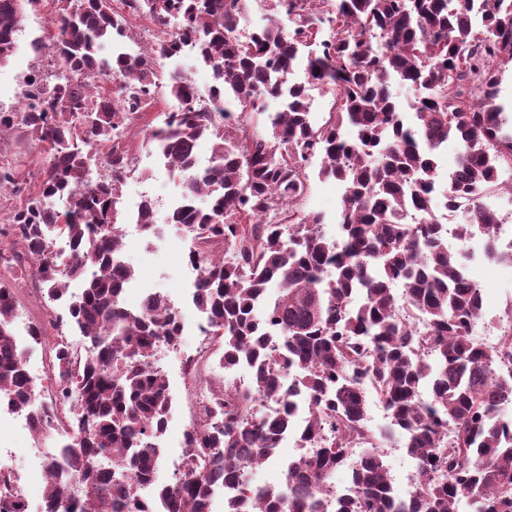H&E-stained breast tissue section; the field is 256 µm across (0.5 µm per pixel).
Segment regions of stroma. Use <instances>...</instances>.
Segmentation results:
<instances>
[{
	"label": "stroma",
	"mask_w": 512,
	"mask_h": 512,
	"mask_svg": "<svg viewBox=\"0 0 512 512\" xmlns=\"http://www.w3.org/2000/svg\"><path fill=\"white\" fill-rule=\"evenodd\" d=\"M55 12L53 0H40L33 8H27L23 27L18 35V48L6 64L0 65V112L14 111L24 94V80L28 73L49 68L51 57L47 45L51 36L49 22ZM139 162L135 165L123 186V199L135 202L139 193L162 195V203L156 204L158 216L168 212L167 197L175 195L177 187L165 166L159 163L153 152L139 148ZM48 155L35 147L31 139L20 129H14L0 137V164L15 166L21 183V191H7L0 194V223L15 210L26 205L41 182ZM340 206V186L331 179L313 177L309 195L299 208L304 212L319 213L325 218L327 234L336 232V213ZM192 246L187 236L172 224H157L154 233L147 234L139 227H130L124 239L123 256L135 270V278L125 296L129 309H136L141 296L146 292H159L171 297L179 308L184 330L177 346L165 348L160 364L166 375L172 396V407L168 416L165 433L164 463L159 472L161 481H168L174 473V466L182 450L178 438L182 429L194 419L192 405L207 387L222 379L224 372L217 362L208 360L199 364L197 376L192 382H184L181 370L183 358L194 352L202 337L198 326L202 321L192 303L195 272L186 270L181 256ZM472 270L482 272L486 278L484 291V313L482 324L476 328L480 339H487L498 333L497 325L508 305L512 304V273L492 259L472 263ZM15 297V324L35 323L42 328L40 342L27 343L28 364L51 368V348L58 336H69L76 343L84 338L76 327L60 326L52 312L53 305L41 293L35 281H13ZM62 443L59 434L52 430L31 432L16 426L9 413H0V448L12 449L13 459L0 461V469L17 473L19 482L25 483L33 492H44L46 476L40 470L27 466L28 451L41 449L43 455H50Z\"/></svg>",
	"instance_id": "1"
}]
</instances>
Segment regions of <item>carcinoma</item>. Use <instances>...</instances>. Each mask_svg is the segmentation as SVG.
I'll use <instances>...</instances> for the list:
<instances>
[{"label": "carcinoma", "instance_id": "1", "mask_svg": "<svg viewBox=\"0 0 512 512\" xmlns=\"http://www.w3.org/2000/svg\"><path fill=\"white\" fill-rule=\"evenodd\" d=\"M35 2L0 0V65ZM54 2L59 72L25 111L0 112V135L19 126L49 155L38 193L0 227L21 245L6 262L46 285L51 302L82 280L67 321L93 348L80 360L66 342L55 346V381L78 399L71 440L49 462L62 475L45 491L53 512H103L104 503L148 512L132 483L156 482L171 397L152 351L176 343L181 324L161 293L137 311L120 309L134 270L122 257L117 204L132 168L112 142L160 94L178 111L144 142L182 186L166 223L193 237L194 304L219 345V367L244 365L253 376L247 390L226 379L203 395L206 421L190 436L186 465L157 489L162 512H212L220 491L224 512H459L462 503L512 512V420L501 414L512 402V306L494 344L475 336L482 289L448 250L432 195L439 152L453 141L459 175L448 201H467L455 235L466 241L482 225L485 256L512 268L493 234L498 216L481 203L512 168V116L497 90L498 65L512 63V0H266L268 23L248 36L246 0H123L174 26L147 47L116 50L113 40L133 38L112 0ZM189 41L212 71L220 112L181 72L166 79L145 65L171 60ZM396 81L417 91L407 112ZM311 86L335 97L319 126L308 112ZM280 99L283 109L268 111ZM87 134L108 148L109 173L93 183ZM204 138L214 140L211 165L199 168ZM315 156L320 176L346 186L334 237L321 216L298 215ZM52 231L72 245L61 261ZM226 252L233 261H218ZM14 317L1 279L0 405L33 410ZM369 387L390 419L378 434L367 424ZM268 398L280 415L266 414ZM297 407L307 452L287 463L281 486L253 483L249 471L275 456ZM396 437L420 469L408 500L395 498L380 446ZM357 443L343 497L332 476ZM16 482L0 471V512H26L11 493Z\"/></svg>", "mask_w": 512, "mask_h": 512}]
</instances>
